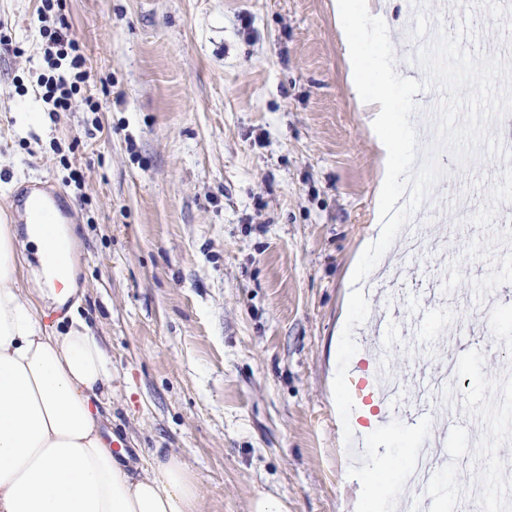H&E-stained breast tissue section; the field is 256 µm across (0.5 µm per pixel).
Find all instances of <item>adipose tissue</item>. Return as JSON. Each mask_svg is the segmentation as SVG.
Returning <instances> with one entry per match:
<instances>
[{
	"instance_id": "1",
	"label": "adipose tissue",
	"mask_w": 512,
	"mask_h": 512,
	"mask_svg": "<svg viewBox=\"0 0 512 512\" xmlns=\"http://www.w3.org/2000/svg\"><path fill=\"white\" fill-rule=\"evenodd\" d=\"M348 80L381 158L374 222L385 235L397 205L412 132L399 111L406 94L371 0H335ZM74 233L67 224H30L25 238L0 225V512H202L188 466L152 457L139 474L115 458L101 432L112 406V360L86 321L66 330L47 321L43 299L64 305L77 291ZM35 249L41 280L23 267Z\"/></svg>"
}]
</instances>
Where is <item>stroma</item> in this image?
<instances>
[{"instance_id": "1", "label": "stroma", "mask_w": 512, "mask_h": 512, "mask_svg": "<svg viewBox=\"0 0 512 512\" xmlns=\"http://www.w3.org/2000/svg\"><path fill=\"white\" fill-rule=\"evenodd\" d=\"M41 0H0V25L25 50L0 54V224L23 230L15 199L43 182L61 195L77 239L80 315L112 357L107 427L130 467L174 456L193 470L203 512H362L370 449L356 393L368 359L361 329L385 310L395 370L461 367L445 453L480 437L485 466L440 470L456 488L497 479L512 498V458L494 418L512 365L502 302L476 303L490 265L449 263L478 229L442 196L486 200L475 159L420 207L439 247L403 258L405 278L337 329L347 276L373 237L380 179L374 137L347 81L333 0H65L67 34L91 79L50 111L36 87ZM42 120L25 123L21 115Z\"/></svg>"}]
</instances>
